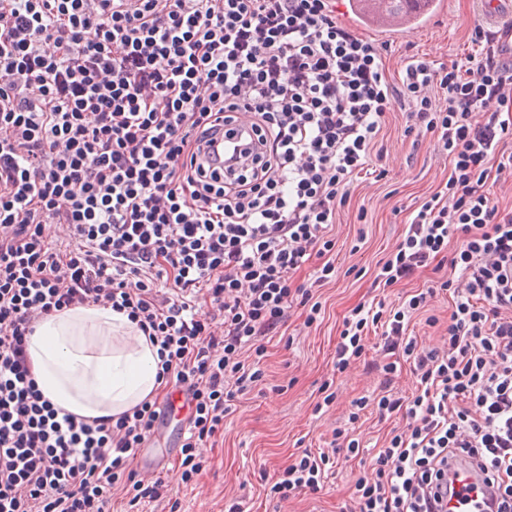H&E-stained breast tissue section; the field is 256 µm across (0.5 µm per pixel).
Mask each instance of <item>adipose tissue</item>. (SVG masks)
Instances as JSON below:
<instances>
[{
	"label": "adipose tissue",
	"instance_id": "ef3b65f1",
	"mask_svg": "<svg viewBox=\"0 0 512 512\" xmlns=\"http://www.w3.org/2000/svg\"><path fill=\"white\" fill-rule=\"evenodd\" d=\"M36 384L59 413L116 421L163 386L157 347L127 314L81 306L46 318L28 343Z\"/></svg>",
	"mask_w": 512,
	"mask_h": 512
}]
</instances>
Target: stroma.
<instances>
[{
  "mask_svg": "<svg viewBox=\"0 0 512 512\" xmlns=\"http://www.w3.org/2000/svg\"><path fill=\"white\" fill-rule=\"evenodd\" d=\"M437 9L435 20L407 34L374 35V42L383 49L391 83H399L414 56L448 66L480 55L471 30L484 20L481 0H439ZM406 121V112L386 114L383 156L376 163L384 171L383 178L364 176L355 181L349 205L336 215L335 248L324 256H312L297 276L303 283L325 263L335 268L317 290L322 305L317 322L307 323V309L297 307L289 313L285 333L265 337L262 366L267 379L240 397L216 445L204 449L209 465L191 485L181 483L177 458H170L160 469L171 497L180 502V512H228L235 503L244 512H353L351 493L364 469L362 457L337 468L316 494L306 492L278 504L267 499L264 489L304 449L328 447L336 428L354 426L364 455H372L388 442L394 428L403 425L396 418H379L370 408L356 423L348 421L352 400L371 398L379 391L382 376L373 369V362L396 363L392 387L399 395H411L417 385L401 354L378 353L380 338L374 334L360 359L345 371H335L342 322L352 309L377 303L394 309L406 296L431 288L435 295L429 309L438 322L432 325L416 318L409 333L432 346L448 324L452 295L438 290L439 275L433 268L390 287L377 280L413 210L444 186L450 173L448 156L436 138L425 132L404 135ZM328 391L334 400L325 407L321 401Z\"/></svg>",
  "mask_w": 512,
  "mask_h": 512,
  "instance_id": "1",
  "label": "stroma"
}]
</instances>
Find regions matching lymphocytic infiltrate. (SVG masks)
<instances>
[{
  "instance_id": "obj_1",
  "label": "lymphocytic infiltrate",
  "mask_w": 512,
  "mask_h": 512,
  "mask_svg": "<svg viewBox=\"0 0 512 512\" xmlns=\"http://www.w3.org/2000/svg\"><path fill=\"white\" fill-rule=\"evenodd\" d=\"M480 59L435 68L411 59L400 86L382 52L341 22L332 0H12L0 11V512H112L169 495L132 467L158 402L116 422L59 415L27 353L40 320L78 306L126 313L157 346L166 383L193 409L178 469L204 468L240 395L262 380L261 340L313 304L294 277L330 251L336 214L369 174L386 113L436 136L451 165L381 267L390 286L457 247L440 287L453 305L439 346L408 328L420 292L390 314L355 308L338 369L371 329L418 381L382 386L379 416L405 421L354 483L358 512H442L448 461L468 460L498 487L481 512H512V211L488 183L512 177V62L475 25ZM445 106H437V97ZM488 110L476 123V109ZM248 113L259 150L211 168L204 146ZM71 238L60 245L51 228ZM339 456L304 451L270 494L318 492Z\"/></svg>"
}]
</instances>
